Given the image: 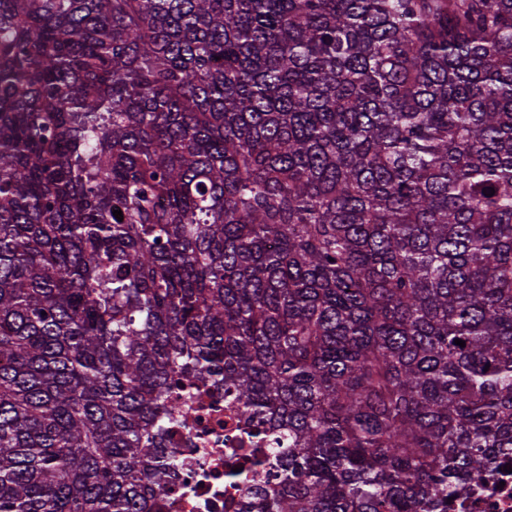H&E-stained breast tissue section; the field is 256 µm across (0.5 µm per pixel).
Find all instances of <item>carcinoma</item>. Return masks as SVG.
<instances>
[{"label":"carcinoma","mask_w":512,"mask_h":512,"mask_svg":"<svg viewBox=\"0 0 512 512\" xmlns=\"http://www.w3.org/2000/svg\"><path fill=\"white\" fill-rule=\"evenodd\" d=\"M175 376L243 512L512 453V0H0V512H159Z\"/></svg>","instance_id":"carcinoma-1"}]
</instances>
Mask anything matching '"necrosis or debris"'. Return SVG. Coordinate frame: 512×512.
Returning a JSON list of instances; mask_svg holds the SVG:
<instances>
[{
  "instance_id": "4bbe7bcc",
  "label": "necrosis or debris",
  "mask_w": 512,
  "mask_h": 512,
  "mask_svg": "<svg viewBox=\"0 0 512 512\" xmlns=\"http://www.w3.org/2000/svg\"><path fill=\"white\" fill-rule=\"evenodd\" d=\"M174 400L191 415L193 426L191 446H183L181 435H174V444L180 445L183 459L181 480L162 502L161 512H237L236 490H225L224 473L228 451H239L240 483L252 479L249 442L226 439V424L237 417L234 403L223 393L201 396L174 386ZM492 474L483 486L461 488L452 498L448 512H512V454L495 459Z\"/></svg>"
}]
</instances>
